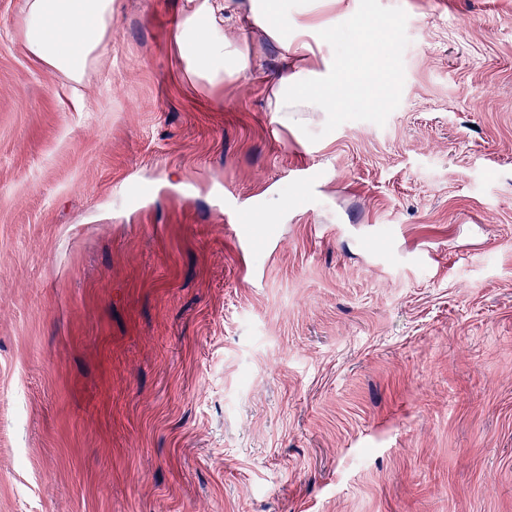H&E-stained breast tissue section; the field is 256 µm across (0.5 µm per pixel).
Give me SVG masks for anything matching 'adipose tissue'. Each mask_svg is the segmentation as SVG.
I'll return each mask as SVG.
<instances>
[{"label": "adipose tissue", "instance_id": "1", "mask_svg": "<svg viewBox=\"0 0 512 512\" xmlns=\"http://www.w3.org/2000/svg\"><path fill=\"white\" fill-rule=\"evenodd\" d=\"M117 0H26L24 34L30 51L62 72L73 84H81L89 65L108 34ZM228 0H185L173 44L185 63L187 79L218 86L250 73L249 55L224 34ZM243 28L255 27L278 43L288 56L283 71L266 101L276 121L287 124L299 112L327 113L336 109V60L320 56L317 64L299 65L310 52L307 37L319 28L330 38L327 23L313 25L309 16L288 12V0H248L241 19Z\"/></svg>", "mask_w": 512, "mask_h": 512}]
</instances>
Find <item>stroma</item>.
Segmentation results:
<instances>
[{"mask_svg": "<svg viewBox=\"0 0 512 512\" xmlns=\"http://www.w3.org/2000/svg\"><path fill=\"white\" fill-rule=\"evenodd\" d=\"M120 4L78 101L0 0V512H512V0H288L357 78L286 127L247 0L208 90Z\"/></svg>", "mask_w": 512, "mask_h": 512, "instance_id": "stroma-1", "label": "stroma"}]
</instances>
